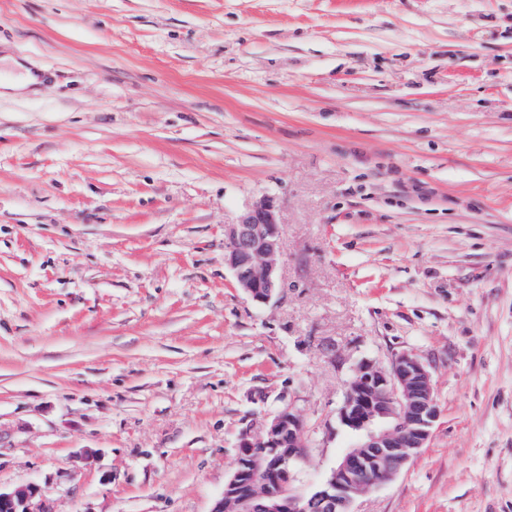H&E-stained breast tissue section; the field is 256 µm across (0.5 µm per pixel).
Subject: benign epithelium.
Wrapping results in <instances>:
<instances>
[{"label":"benign epithelium","mask_w":512,"mask_h":512,"mask_svg":"<svg viewBox=\"0 0 512 512\" xmlns=\"http://www.w3.org/2000/svg\"><path fill=\"white\" fill-rule=\"evenodd\" d=\"M283 252L278 212L269 199L224 225V266L256 303L278 294ZM439 417L432 374L418 354L400 352L387 367L362 362L339 409L341 422L361 435L358 452L345 454L311 494H294V465L310 455L315 439L290 403L264 418L260 433H240L235 468L211 512H224L227 502L236 512H353L357 497L389 481L428 446ZM0 512H44L40 488L0 489Z\"/></svg>","instance_id":"benign-epithelium-1"}]
</instances>
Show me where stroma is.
<instances>
[{"instance_id": "stroma-1", "label": "stroma", "mask_w": 512, "mask_h": 512, "mask_svg": "<svg viewBox=\"0 0 512 512\" xmlns=\"http://www.w3.org/2000/svg\"><path fill=\"white\" fill-rule=\"evenodd\" d=\"M0 488L211 512L294 405L311 493L364 361L441 416L354 512H512V0H0ZM277 208L259 304L224 227Z\"/></svg>"}]
</instances>
